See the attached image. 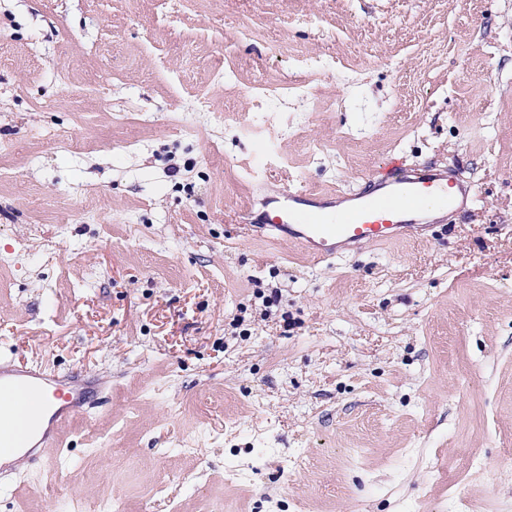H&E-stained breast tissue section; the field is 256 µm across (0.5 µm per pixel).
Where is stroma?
Wrapping results in <instances>:
<instances>
[{
	"label": "stroma",
	"instance_id": "35a3bbf8",
	"mask_svg": "<svg viewBox=\"0 0 512 512\" xmlns=\"http://www.w3.org/2000/svg\"><path fill=\"white\" fill-rule=\"evenodd\" d=\"M0 55V350L106 385L0 512H512V0H0ZM275 153L477 196L317 261L226 220ZM337 63L335 56L326 54L297 55L294 58V65L298 71L315 77L336 69Z\"/></svg>",
	"mask_w": 512,
	"mask_h": 512
}]
</instances>
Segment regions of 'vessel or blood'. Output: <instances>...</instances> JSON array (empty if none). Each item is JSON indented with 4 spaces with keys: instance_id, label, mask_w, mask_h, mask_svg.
Returning a JSON list of instances; mask_svg holds the SVG:
<instances>
[{
    "instance_id": "b4317fda",
    "label": "vessel or blood",
    "mask_w": 512,
    "mask_h": 512,
    "mask_svg": "<svg viewBox=\"0 0 512 512\" xmlns=\"http://www.w3.org/2000/svg\"><path fill=\"white\" fill-rule=\"evenodd\" d=\"M258 204L237 209L252 236L294 247L319 260L350 256L365 246L398 239L424 240L450 216L468 209L475 189L436 166L408 168L397 157L364 177L356 189L317 191L305 186L261 183ZM93 391L75 372L46 373L39 366L0 359V455L25 450L37 461L60 450V432L87 416ZM37 403L42 420L27 426L20 398Z\"/></svg>"
}]
</instances>
